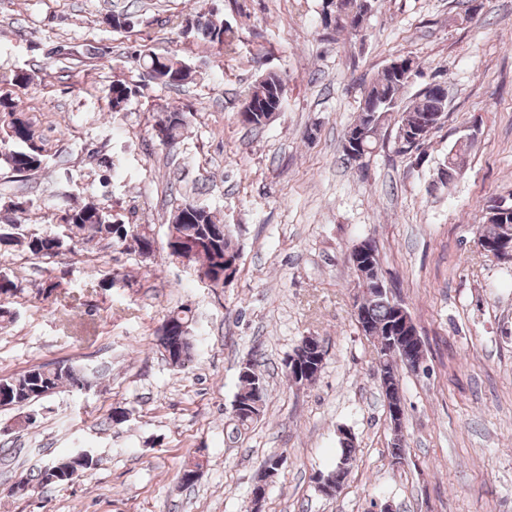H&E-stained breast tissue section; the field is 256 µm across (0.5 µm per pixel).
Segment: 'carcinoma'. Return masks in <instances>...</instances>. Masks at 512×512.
<instances>
[{
	"mask_svg": "<svg viewBox=\"0 0 512 512\" xmlns=\"http://www.w3.org/2000/svg\"><path fill=\"white\" fill-rule=\"evenodd\" d=\"M373 0H338V8L344 14L342 22L332 26L337 31L356 34L357 17L365 9V4ZM190 32L212 44L218 51L233 45L236 40L232 27L224 24L215 9L200 12L197 18L186 27ZM145 69L153 72L156 83L164 86H182L195 79L196 71L175 55H159L146 51L139 55ZM409 81L396 72L384 67L374 75L366 90L365 103L359 105L355 121L347 130H357L370 124V113L398 114L397 128L414 126L425 115L439 114L444 118L446 102L437 95L423 91L405 104L402 101L404 89ZM131 94L129 86L121 81L112 82L108 94V107L118 111ZM263 95L269 107L281 109L287 94V80L273 72L268 73L259 84L253 86L249 97ZM249 116H240L239 122L254 128L266 124V112L250 108V102L243 103ZM188 113L180 110L164 112L158 116L155 125L164 127L165 138L160 141L164 147H172L182 138L188 125ZM467 145H461L448 153L440 170L442 181L454 178ZM47 163V154L41 138L32 124L20 112L19 102L10 93H0V166L11 173L36 172ZM29 202L11 200L0 205V251H18L36 258H55L64 253H75L87 246L102 248L125 247L136 252L142 248L154 249L155 238L147 224H124L112 221V214L106 207L88 201L79 205L65 204L47 215L46 224L54 228L38 231L22 223L19 216L28 212ZM512 232V215L505 218L494 212V207L486 205L484 221L478 226V233L488 239H496ZM231 242L224 240V223L205 206L187 202L177 208L167 227L166 249L169 257H174L180 249L193 251L188 267L193 269L200 282L215 288L224 278L225 247ZM21 287L6 273L0 274V329L11 323L15 313L4 306V301L17 296ZM397 300L388 294L372 292L366 298L362 309L372 323L377 334L385 335L387 326L396 322ZM194 314L190 307L180 306L169 312L156 330L157 345L162 352L170 354L172 367L182 369L191 361L194 349L192 324ZM258 363H252L251 377L239 378V391L235 400L243 402L252 399L265 405L267 390L262 373L257 371ZM96 371L85 365L67 362L35 365L16 375L0 378V408H13L31 405L55 393L61 386L68 385L80 389L93 382ZM340 455L337 461L352 463L355 444L348 434L338 436Z\"/></svg>",
	"mask_w": 512,
	"mask_h": 512,
	"instance_id": "carcinoma-1",
	"label": "carcinoma"
}]
</instances>
